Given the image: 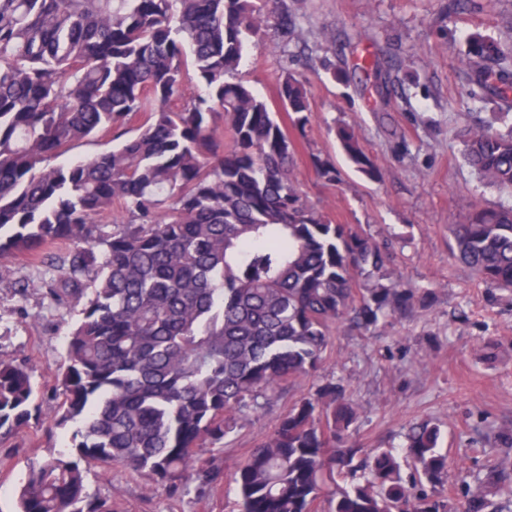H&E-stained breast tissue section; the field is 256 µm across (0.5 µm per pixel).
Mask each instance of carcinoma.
Listing matches in <instances>:
<instances>
[{
    "label": "carcinoma",
    "instance_id": "carcinoma-1",
    "mask_svg": "<svg viewBox=\"0 0 512 512\" xmlns=\"http://www.w3.org/2000/svg\"><path fill=\"white\" fill-rule=\"evenodd\" d=\"M262 23L257 0H0V264L54 267L51 302L83 301L55 376L54 425L75 430L31 465L18 512H112L85 486L98 465L170 495L220 489L222 463L198 449L225 444L316 371L337 325L369 331L413 306L417 289L393 278L387 244L303 198L278 114L305 131L304 83L283 74L273 106L239 80ZM511 51L475 35L463 58L501 101L512 86L487 62ZM336 136L379 179L354 130ZM119 139L57 163L84 141ZM462 145L483 181L512 193V130L471 128ZM311 163L336 181L328 161ZM104 222L112 233L97 232ZM450 234L460 265L512 290V207L472 206ZM59 243L68 249L51 252ZM39 416L27 364L0 359V441ZM357 416L332 379L292 402L235 471L240 512H316L321 501L328 512H459L438 425L406 434L408 483L393 449L364 456L349 441ZM492 489L512 494L490 470L469 504Z\"/></svg>",
    "mask_w": 512,
    "mask_h": 512
}]
</instances>
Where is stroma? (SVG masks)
Listing matches in <instances>:
<instances>
[{
  "instance_id": "35a3bbf8",
  "label": "stroma",
  "mask_w": 512,
  "mask_h": 512,
  "mask_svg": "<svg viewBox=\"0 0 512 512\" xmlns=\"http://www.w3.org/2000/svg\"><path fill=\"white\" fill-rule=\"evenodd\" d=\"M266 22L240 64V78L273 97L282 73L306 81L312 120L296 140L294 172L306 199L338 224L392 243L396 276L429 289L409 317L372 333L338 327L316 373L251 414L217 457L225 477L274 427L288 405L334 377L359 410L349 438L364 450H402L409 427L426 419L444 432L449 502L489 468L512 475V292L486 288L449 252V224L472 205L512 206L480 183L464 161L461 130L495 122L512 104L483 98L459 58L476 34L512 46V0H269ZM288 36L280 38V16ZM379 59L378 76L356 65ZM358 134L381 171L372 181L351 168L334 135ZM332 162L336 183L318 179L311 155ZM52 270L19 257L0 267V358L26 362L38 388L39 420L0 445V512H17V490L34 461L66 448L55 428L61 402L53 379L81 306H57L35 287ZM495 356L483 360L480 345ZM89 493L115 512H238L230 487L206 497L170 496L119 468L86 475Z\"/></svg>"
}]
</instances>
